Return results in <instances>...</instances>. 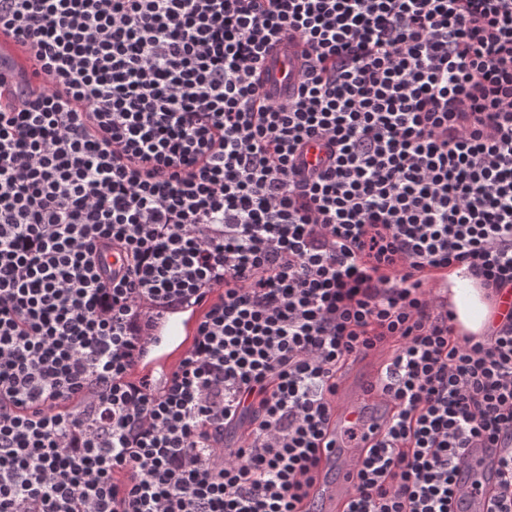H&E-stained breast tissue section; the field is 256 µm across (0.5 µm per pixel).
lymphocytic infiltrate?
Returning <instances> with one entry per match:
<instances>
[{
	"instance_id": "f902f5d3",
	"label": "lymphocytic infiltrate",
	"mask_w": 512,
	"mask_h": 512,
	"mask_svg": "<svg viewBox=\"0 0 512 512\" xmlns=\"http://www.w3.org/2000/svg\"><path fill=\"white\" fill-rule=\"evenodd\" d=\"M2 29L34 72L0 99V512H314L340 373L386 349L345 512H455L468 448L512 512V0H0ZM459 267L507 309L479 336L422 286ZM301 46L288 41L275 47L268 55L265 66L260 75V92L274 101L288 99V86L295 81L294 73L297 58L301 57ZM288 71L290 77L285 80ZM202 305L166 314L156 321L151 354L135 370L137 378L153 379L159 373H170L191 343Z\"/></svg>"
}]
</instances>
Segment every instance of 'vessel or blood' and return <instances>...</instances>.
Returning <instances> with one entry per match:
<instances>
[{"label":"vessel or blood","mask_w":512,"mask_h":512,"mask_svg":"<svg viewBox=\"0 0 512 512\" xmlns=\"http://www.w3.org/2000/svg\"><path fill=\"white\" fill-rule=\"evenodd\" d=\"M23 47L9 34L0 32V88L11 89L18 79ZM301 55L297 42H285L268 55L260 75V91L272 100L283 101L288 97L286 73L294 71ZM199 311L192 308L164 315L152 330L154 340L151 354L135 370L136 377L153 379L157 374L173 370L191 343ZM372 391L370 385H360L346 380L338 390L336 415L337 440L325 451V468L313 491L318 512H341L344 504L354 494V474L350 466L357 448L344 440L349 430H367L370 423L367 401ZM500 454L493 448L467 449L460 461L462 479L459 494L465 501L466 512H487L489 498L497 480Z\"/></svg>","instance_id":"1"}]
</instances>
